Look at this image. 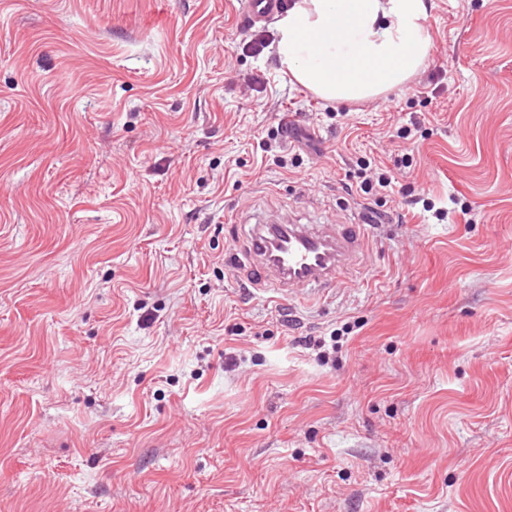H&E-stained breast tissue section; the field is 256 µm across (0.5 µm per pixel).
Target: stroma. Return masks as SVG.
<instances>
[{"instance_id":"35a3bbf8","label":"stroma","mask_w":512,"mask_h":512,"mask_svg":"<svg viewBox=\"0 0 512 512\" xmlns=\"http://www.w3.org/2000/svg\"><path fill=\"white\" fill-rule=\"evenodd\" d=\"M432 2L339 108L243 0H0V512H512V0ZM251 217L360 257L255 291Z\"/></svg>"}]
</instances>
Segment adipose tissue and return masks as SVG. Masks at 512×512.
Returning a JSON list of instances; mask_svg holds the SVG:
<instances>
[{
    "mask_svg": "<svg viewBox=\"0 0 512 512\" xmlns=\"http://www.w3.org/2000/svg\"><path fill=\"white\" fill-rule=\"evenodd\" d=\"M429 0H295L276 23L281 67L336 104L402 88L424 65Z\"/></svg>",
    "mask_w": 512,
    "mask_h": 512,
    "instance_id": "ef3b65f1",
    "label": "adipose tissue"
}]
</instances>
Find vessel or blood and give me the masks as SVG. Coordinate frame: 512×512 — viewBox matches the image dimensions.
I'll return each mask as SVG.
<instances>
[{
	"instance_id": "1",
	"label": "vessel or blood",
	"mask_w": 512,
	"mask_h": 512,
	"mask_svg": "<svg viewBox=\"0 0 512 512\" xmlns=\"http://www.w3.org/2000/svg\"><path fill=\"white\" fill-rule=\"evenodd\" d=\"M287 0H246L245 16L272 17ZM356 226L334 224H254L249 228L245 258L254 267L252 283L281 295L297 289H325L356 256Z\"/></svg>"
}]
</instances>
